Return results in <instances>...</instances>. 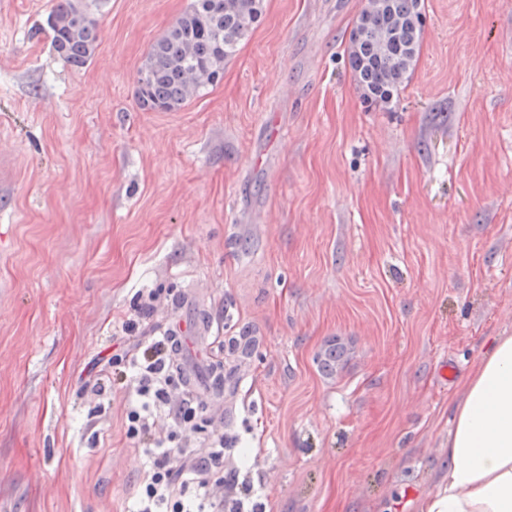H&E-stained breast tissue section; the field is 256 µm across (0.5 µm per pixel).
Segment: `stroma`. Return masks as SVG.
Listing matches in <instances>:
<instances>
[{"mask_svg":"<svg viewBox=\"0 0 512 512\" xmlns=\"http://www.w3.org/2000/svg\"><path fill=\"white\" fill-rule=\"evenodd\" d=\"M55 2L0 0V512H128V391L93 380L144 288L150 330L193 288L220 335L264 336L224 468L268 512H419L464 378L512 336V0H423L386 107L348 69L360 0H264L176 112L135 86L190 0H84L79 69L51 47Z\"/></svg>","mask_w":512,"mask_h":512,"instance_id":"35a3bbf8","label":"stroma"}]
</instances>
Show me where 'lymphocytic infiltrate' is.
Here are the masks:
<instances>
[{
	"instance_id": "1",
	"label": "lymphocytic infiltrate",
	"mask_w": 512,
	"mask_h": 512,
	"mask_svg": "<svg viewBox=\"0 0 512 512\" xmlns=\"http://www.w3.org/2000/svg\"><path fill=\"white\" fill-rule=\"evenodd\" d=\"M172 350L168 337L150 336L132 349L117 345L107 360L131 393L124 406L126 435L142 443L146 457L134 512H263L262 503L252 495L228 505L210 489L224 465L223 431H210L206 448L196 454L173 446L171 439L155 437L157 414L167 416L175 432L182 433L197 430L203 410V401L195 394L172 398Z\"/></svg>"
}]
</instances>
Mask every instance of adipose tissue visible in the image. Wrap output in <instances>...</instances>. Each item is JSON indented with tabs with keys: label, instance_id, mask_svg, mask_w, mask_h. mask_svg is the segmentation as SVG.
<instances>
[{
	"label": "adipose tissue",
	"instance_id": "obj_1",
	"mask_svg": "<svg viewBox=\"0 0 512 512\" xmlns=\"http://www.w3.org/2000/svg\"><path fill=\"white\" fill-rule=\"evenodd\" d=\"M420 512H512V336L473 364L448 435V471Z\"/></svg>",
	"mask_w": 512,
	"mask_h": 512
}]
</instances>
